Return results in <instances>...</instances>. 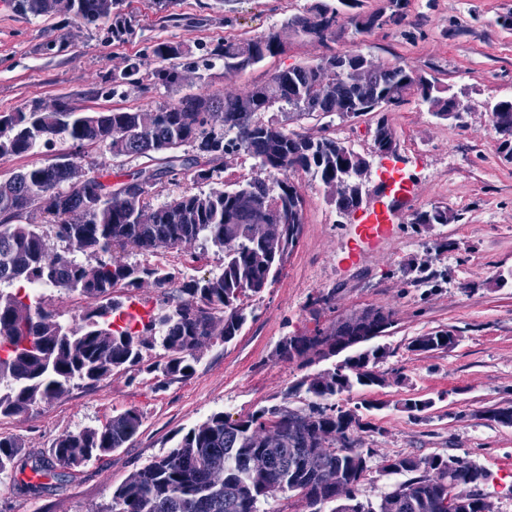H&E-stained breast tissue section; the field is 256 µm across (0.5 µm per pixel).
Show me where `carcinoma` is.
Here are the masks:
<instances>
[{"mask_svg": "<svg viewBox=\"0 0 512 512\" xmlns=\"http://www.w3.org/2000/svg\"><path fill=\"white\" fill-rule=\"evenodd\" d=\"M117 0H18V8L33 17L68 13L94 22L112 14ZM406 0H387L376 12H354L347 22L357 34L378 28L376 21L395 10L404 14ZM270 31L239 41H226L218 57L224 71L238 73L283 53ZM363 61L358 50L327 54L312 64L276 70L241 94L222 99L189 94L177 104L154 110L156 121L149 129L139 124L140 111L82 112L66 103L55 110L34 104L26 111L0 113V158L21 156L40 144L59 139L71 142L74 154L104 145L114 156L129 159L164 153L155 167H142L127 179L112 183L102 173L79 171L67 156L31 168H23L0 180V284L23 282L52 286L101 301L85 310L79 322L65 326L47 309L44 298L29 291H0V416L22 414L68 391L76 381L92 385L113 372H129L140 366L144 355L159 350L157 360L146 367L165 383L193 375L197 353L212 340L232 341L246 321L242 298L262 294L281 275L288 248L264 240L267 223L288 219L299 233L304 200L288 172L302 171L326 185L355 170L364 157L331 135L314 138L260 119L274 106L288 107L298 117L336 114L358 118L374 112L381 103L402 105L415 94L437 118H453L454 101L445 95L437 79L417 75L406 64L387 66L370 74L364 86L350 83L344 71ZM332 77L338 95L332 102L320 99L321 82ZM216 107L210 114L207 109ZM499 135L512 127V98L499 100L491 112ZM376 142L393 145L394 131L386 116L376 123ZM192 146L212 158L243 149L259 161L268 175H279L277 189L268 180L254 177L233 190L214 188L208 193H185L155 208L147 198L153 187L178 169L198 159L183 158L175 151ZM253 199V206H238L237 192ZM153 209L156 221L141 224L139 211ZM48 217L47 224L22 223L33 210ZM448 211L436 207L419 214L416 224H446ZM84 243L92 262H78L51 252L50 240ZM202 241L224 253L218 271L202 278H185L166 267L132 265L123 260L128 249L157 252L180 250ZM150 282L164 290L159 308L137 317V327L125 322L130 312L114 298L119 290H137ZM366 317L384 333L391 312L372 307ZM350 332L343 325L316 328L310 334L286 336L278 346L280 356L314 360L336 356L335 341ZM448 347V332L416 337L411 350L428 352ZM384 347L350 346L341 369L307 375L295 390L305 389L312 401L305 409L272 406L244 418L230 420L214 412L202 424L190 428L167 451L152 457L113 492L106 512H259L258 504L288 493L313 508L335 500L333 490L321 477L305 469L314 451L311 438L327 429L340 433L337 442H321L326 469L359 485L367 471L356 445L345 429L356 433L371 427L345 410L333 398L355 387L374 384L376 365ZM276 423L282 440L262 447V428ZM142 426L141 414L130 409L95 427L59 436L49 455L30 463L21 456L22 442L0 433V474L30 468L36 482L24 487L37 491L41 480L59 476L57 469L80 467L105 456L130 441ZM224 461V477H213L211 465ZM426 461L448 471L440 455L399 456L385 461L387 474L411 473L396 484L391 495L399 499L397 512H445L439 503L448 487H436L418 473Z\"/></svg>", "mask_w": 512, "mask_h": 512, "instance_id": "cac0c4a2", "label": "carcinoma"}]
</instances>
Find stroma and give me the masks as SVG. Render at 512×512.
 I'll return each mask as SVG.
<instances>
[{"mask_svg":"<svg viewBox=\"0 0 512 512\" xmlns=\"http://www.w3.org/2000/svg\"><path fill=\"white\" fill-rule=\"evenodd\" d=\"M313 0H119L125 23L115 35L113 19L80 23L68 14L32 17L15 0H0V113L38 101L68 103L86 112L106 108L153 109L187 94L216 98L244 91L275 70L316 61L324 46L289 33V18ZM407 17L395 29L368 35L346 32L336 49H357L381 65L410 62L436 78L470 108L466 125L431 115L417 97L388 119L406 175L400 193L378 194L361 210L340 214L327 188L302 172L291 181L305 200L299 244L280 278L245 301L247 320L228 343L214 341L199 354L194 374L162 385L147 373L115 372L86 388L29 411L0 417V433L16 436L24 454H48L58 436L95 426L127 409L140 412L139 433L101 459L63 470L33 494L17 477L0 476V512H106L114 490L153 456L172 448L182 431L221 411L236 420L264 407L305 408L296 391L305 375L327 369L277 352L286 336L326 327L370 307L394 312V325L380 337L387 349L378 371L385 385L357 387L337 397L355 411L369 432L370 469L357 498L377 500L400 478L379 470L397 456L453 455L491 475L480 491L494 512H512V426L487 420V410L512 407V158L491 127L488 103L512 96V29L500 16L512 0H408ZM283 32L286 50L241 73L228 74L216 55L225 41ZM181 45L178 87L158 82L157 43ZM140 65L136 84L115 82L126 63ZM265 119L314 135L330 132L371 163L378 183L381 157L373 153L377 113L352 118L287 119L273 108ZM218 177L201 181L195 168L163 180L151 194L157 206L183 193L260 175L256 158L240 150L223 155ZM448 210L447 224H416L414 214ZM130 263L166 266L200 277L219 267L223 254L210 245L154 253L127 251ZM445 330L457 338L445 350L411 351L420 335ZM429 401L408 412L406 400ZM373 409H365V402Z\"/></svg>","mask_w":512,"mask_h":512,"instance_id":"stroma-1","label":"stroma"}]
</instances>
